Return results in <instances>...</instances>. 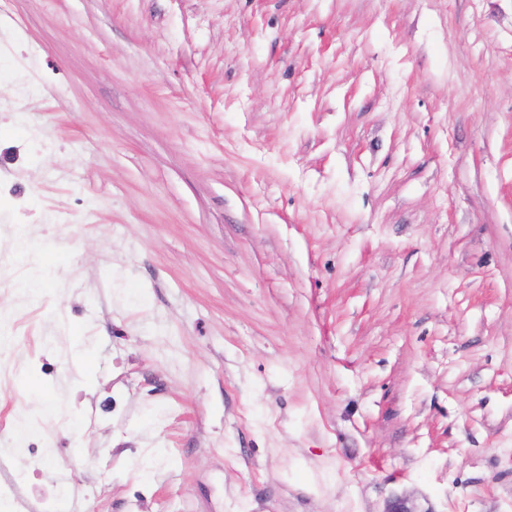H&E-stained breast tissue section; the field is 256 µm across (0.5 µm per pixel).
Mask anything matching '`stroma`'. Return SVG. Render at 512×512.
<instances>
[{
  "label": "stroma",
  "mask_w": 512,
  "mask_h": 512,
  "mask_svg": "<svg viewBox=\"0 0 512 512\" xmlns=\"http://www.w3.org/2000/svg\"><path fill=\"white\" fill-rule=\"evenodd\" d=\"M0 334L16 512H512V0H0Z\"/></svg>",
  "instance_id": "stroma-1"
}]
</instances>
